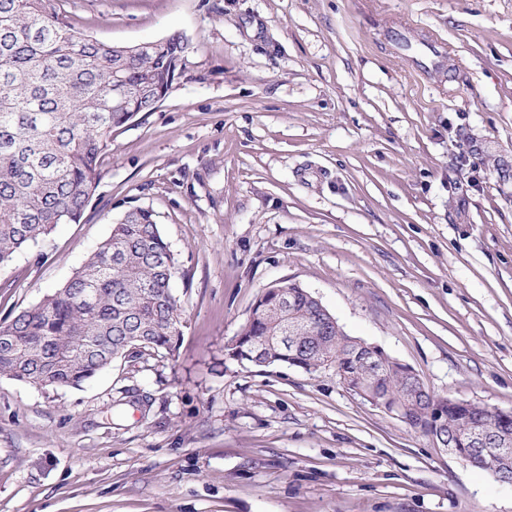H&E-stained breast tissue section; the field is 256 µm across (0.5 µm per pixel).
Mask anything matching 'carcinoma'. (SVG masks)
<instances>
[{
  "label": "carcinoma",
  "mask_w": 512,
  "mask_h": 512,
  "mask_svg": "<svg viewBox=\"0 0 512 512\" xmlns=\"http://www.w3.org/2000/svg\"><path fill=\"white\" fill-rule=\"evenodd\" d=\"M63 0H0V266L78 223L112 152V129L157 106L171 88L187 43L180 35L143 53L81 30ZM178 261L149 209L126 212L69 279L39 303L0 323V376L35 387H79L118 359L174 355L183 335L172 292ZM309 373L326 362L376 395L394 400L407 382L398 371L369 369L352 338L297 286L268 288L225 356L251 365L259 351ZM462 435L490 421L486 406L462 410L440 397L417 401L407 425L429 435L436 412ZM458 455L489 469L494 461L467 447Z\"/></svg>",
  "instance_id": "cac0c4a2"
}]
</instances>
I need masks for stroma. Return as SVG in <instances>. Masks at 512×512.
Listing matches in <instances>:
<instances>
[{"mask_svg":"<svg viewBox=\"0 0 512 512\" xmlns=\"http://www.w3.org/2000/svg\"><path fill=\"white\" fill-rule=\"evenodd\" d=\"M188 44L77 224L0 267V321L124 212L178 259L175 356L0 377V512H512V487L346 388L225 357L294 283L438 397L512 410V0H69Z\"/></svg>","mask_w":512,"mask_h":512,"instance_id":"obj_1","label":"stroma"}]
</instances>
